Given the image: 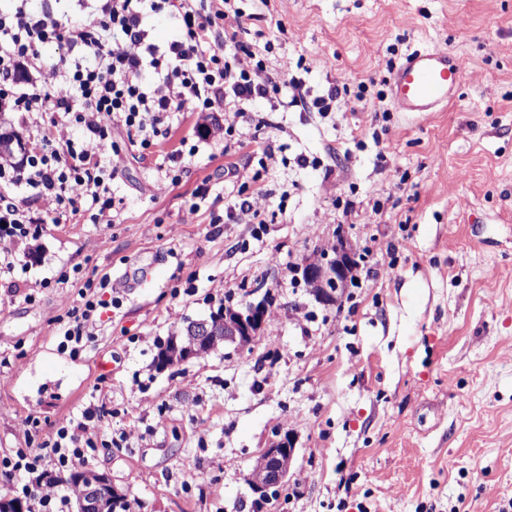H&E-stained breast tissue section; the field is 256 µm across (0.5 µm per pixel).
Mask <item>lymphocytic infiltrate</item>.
I'll return each mask as SVG.
<instances>
[{
	"label": "lymphocytic infiltrate",
	"instance_id": "f902f5d3",
	"mask_svg": "<svg viewBox=\"0 0 512 512\" xmlns=\"http://www.w3.org/2000/svg\"><path fill=\"white\" fill-rule=\"evenodd\" d=\"M30 0L0 6V112L49 115L34 126L33 141L18 160L0 157V184L25 191L23 200L0 195V283L19 287L18 244L38 240L42 212L64 218L78 212L83 197L96 207L91 223L116 221L112 196V156L118 147L113 131L130 144L148 149L169 135L174 118L187 112L203 117L197 137H234L237 122L252 126L254 151L273 156L264 134L269 122L254 117L252 105L263 101L273 112L299 109L328 116L345 86L329 85L310 96L302 77L272 67L268 48L250 41L237 0H77L92 18L80 22ZM165 13L177 34L165 44L151 35L154 15ZM58 49L47 63L48 48ZM231 122L212 130L214 113ZM231 189L225 214L246 224L262 223V213L240 187L261 180V171L225 165ZM79 305L68 313L61 349L77 357L90 337L89 327L101 302L81 291ZM29 447L0 458V479L20 485L31 512L63 507L58 487L23 485L25 474L39 471L45 460L59 470L86 463L97 448L108 447L109 432L98 406L87 405L49 426L32 420Z\"/></svg>",
	"mask_w": 512,
	"mask_h": 512
}]
</instances>
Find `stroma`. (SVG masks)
I'll return each mask as SVG.
<instances>
[{"label": "stroma", "mask_w": 512, "mask_h": 512, "mask_svg": "<svg viewBox=\"0 0 512 512\" xmlns=\"http://www.w3.org/2000/svg\"><path fill=\"white\" fill-rule=\"evenodd\" d=\"M241 7L281 72L304 60L314 96L390 81L416 49L447 50L465 77L421 116L387 98H349L326 118L270 113L276 153L252 198L275 213L269 224L222 219L226 160L257 166L247 127L232 158L222 140L200 144L174 184L163 157L194 139L198 113L148 150L119 139L117 223H91L83 198L19 248L32 279L68 282L29 301L0 286V454L24 447L31 418L52 424L93 402L120 442L88 466L135 512H512V0ZM301 154L322 168H299ZM341 234L366 285L324 303L294 270ZM148 267L154 285L136 287ZM87 283L106 306L74 359L58 343ZM266 294L272 316L249 347L158 369L161 343L187 321ZM288 433L293 468L257 503L247 474Z\"/></svg>", "instance_id": "1"}]
</instances>
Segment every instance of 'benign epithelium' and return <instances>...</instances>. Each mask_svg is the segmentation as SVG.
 Masks as SVG:
<instances>
[{
  "instance_id": "1",
  "label": "benign epithelium",
  "mask_w": 512,
  "mask_h": 512,
  "mask_svg": "<svg viewBox=\"0 0 512 512\" xmlns=\"http://www.w3.org/2000/svg\"><path fill=\"white\" fill-rule=\"evenodd\" d=\"M354 262V252L348 239H337L333 254H324L315 262H305L298 267L304 282L322 302L337 300L335 293L346 287L349 268ZM270 317V304L262 298L241 306H228L212 313L208 318L195 320L175 337L170 356L180 362L188 361L220 344L244 348L250 345L265 329ZM295 458V440L286 434L261 450L247 475L252 492L269 498L272 489L279 487L288 477ZM73 484L80 489L78 512H112L113 495L117 489L108 476L94 472L78 475Z\"/></svg>"
}]
</instances>
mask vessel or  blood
<instances>
[{"label": "vessel or blood", "mask_w": 512, "mask_h": 512, "mask_svg": "<svg viewBox=\"0 0 512 512\" xmlns=\"http://www.w3.org/2000/svg\"><path fill=\"white\" fill-rule=\"evenodd\" d=\"M465 77L463 60L441 49L417 50L395 70L391 83L397 111L424 113L447 103Z\"/></svg>", "instance_id": "vessel-or-blood-1"}]
</instances>
